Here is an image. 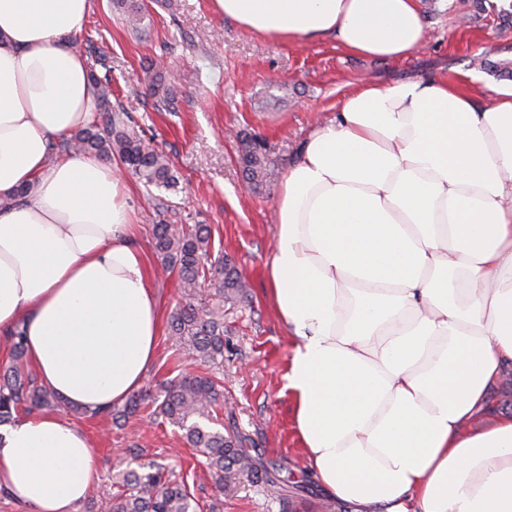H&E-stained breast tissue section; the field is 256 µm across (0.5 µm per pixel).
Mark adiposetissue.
<instances>
[{"instance_id": "obj_1", "label": "adipose tissue", "mask_w": 512, "mask_h": 512, "mask_svg": "<svg viewBox=\"0 0 512 512\" xmlns=\"http://www.w3.org/2000/svg\"><path fill=\"white\" fill-rule=\"evenodd\" d=\"M288 43L332 36L391 60L420 48V0H213ZM91 0H0V335L93 414L138 391L161 308L110 161L47 160L84 128L74 52ZM269 296L293 338L286 387L306 465L353 512H512V87L478 104L445 77L351 85L281 181ZM90 438L51 413L0 434L21 512H76Z\"/></svg>"}]
</instances>
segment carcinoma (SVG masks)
Returning <instances> with one entry per match:
<instances>
[{"label":"carcinoma","mask_w":512,"mask_h":512,"mask_svg":"<svg viewBox=\"0 0 512 512\" xmlns=\"http://www.w3.org/2000/svg\"><path fill=\"white\" fill-rule=\"evenodd\" d=\"M125 9V21L136 30L143 21L139 7L118 0ZM94 57L90 73L95 86L93 121L70 138L49 145L47 156L60 153H95L119 160L146 187L170 190L178 178L166 155L129 128L130 116L112 106V70L107 54L88 41ZM104 69L98 74L96 67ZM157 62L145 69L149 94L169 112L176 111L175 97L156 71ZM237 162L250 188L260 190L275 181L277 159L270 145L256 133L242 131L237 136ZM154 249L162 268L177 275L182 299L170 315L168 335L177 350L206 367V372L170 380L152 400L155 414L184 430L187 444L201 453L219 497H232L246 481L258 477L259 462L241 449V437L211 425H224L218 409L224 406V326L226 308H234L245 296L247 283L228 257H212L214 241L205 224H155ZM12 365L0 372V426L10 423L21 411L54 409L61 406L55 394L37 379L21 372L25 357V336L17 331L8 337ZM145 396L130 397L123 409L99 414L107 420L137 412ZM112 490L87 507L86 512H203L186 477L176 480L161 464L147 471L129 470L112 477Z\"/></svg>","instance_id":"carcinoma-1"}]
</instances>
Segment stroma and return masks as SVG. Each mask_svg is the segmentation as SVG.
<instances>
[{
	"label": "stroma",
	"instance_id": "35a3bbf8",
	"mask_svg": "<svg viewBox=\"0 0 512 512\" xmlns=\"http://www.w3.org/2000/svg\"><path fill=\"white\" fill-rule=\"evenodd\" d=\"M139 31L128 29L116 0H93L84 34L111 57L112 104L129 113L137 131L155 139L178 176L163 192L164 206L150 207L145 186L126 176L128 204L138 239L156 275L152 281L163 315L180 297L175 275L160 274L152 226L206 224L214 244L248 281V296L231 314V351L224 355V426L237 431L243 450L286 483L298 512H328L329 504L308 475L286 388L291 338L268 298L266 268L273 253L275 193L254 192L235 161L234 132L260 134L282 166L317 121L329 118L351 82L380 84L416 78L456 80L473 72L478 99L512 83V2L420 0L430 37L402 59L374 60L348 53L333 39L290 44L254 34L215 12L212 0H138ZM173 67L177 109L158 111L148 95L143 68L156 57ZM177 354L167 332L144 389L195 370ZM62 417L90 437L100 463L98 497L113 473L158 461L187 475L201 502L215 499L202 456L182 432L155 416L152 407L122 424L61 409ZM223 512H282L263 482L244 483L225 499Z\"/></svg>",
	"mask_w": 512,
	"mask_h": 512
}]
</instances>
